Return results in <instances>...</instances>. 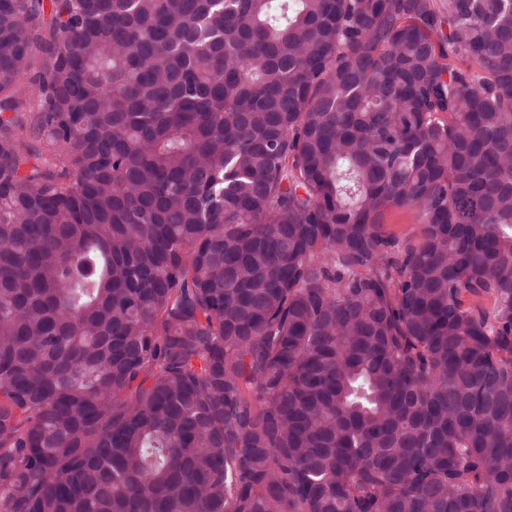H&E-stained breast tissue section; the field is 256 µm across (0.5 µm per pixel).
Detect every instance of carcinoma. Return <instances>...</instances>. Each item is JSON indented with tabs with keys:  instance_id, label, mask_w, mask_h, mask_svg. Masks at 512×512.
<instances>
[{
	"instance_id": "1",
	"label": "carcinoma",
	"mask_w": 512,
	"mask_h": 512,
	"mask_svg": "<svg viewBox=\"0 0 512 512\" xmlns=\"http://www.w3.org/2000/svg\"><path fill=\"white\" fill-rule=\"evenodd\" d=\"M51 4L0 0V512H512V0ZM419 227L417 214L411 208L392 210L386 215L387 230L401 240L406 238L417 240Z\"/></svg>"
}]
</instances>
